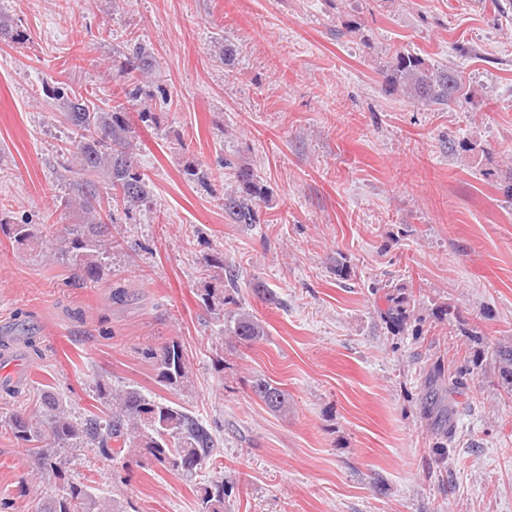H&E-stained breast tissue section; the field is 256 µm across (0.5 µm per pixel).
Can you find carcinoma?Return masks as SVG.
I'll return each mask as SVG.
<instances>
[{"instance_id": "1", "label": "carcinoma", "mask_w": 512, "mask_h": 512, "mask_svg": "<svg viewBox=\"0 0 512 512\" xmlns=\"http://www.w3.org/2000/svg\"><path fill=\"white\" fill-rule=\"evenodd\" d=\"M121 55L122 83L108 110L96 107L81 92H56L63 100L67 121L79 135L76 163L83 179L78 184L77 196L66 205L82 209L83 223L66 225L60 235L52 224H12L0 217V232L17 246L41 253L49 244L55 258L90 281L103 275L112 249L119 246L102 218L103 205L128 212L147 206L152 199L148 182L134 157L132 123V116L146 123L152 119V113L133 114L129 106L140 98L145 78L153 69L154 56L150 47L137 38L126 42ZM382 75L388 93L412 102L448 106L466 98L463 81L455 70L401 50L395 51ZM220 168L224 169V177L235 183L234 191L224 195V219L230 224L259 223L258 209L267 193L251 165L224 158ZM214 269L225 276L229 290H237L239 271L224 264V256L205 257V275ZM251 289L266 303L280 304L277 294L264 281L254 279ZM385 318L391 329L399 333L405 329L409 315L400 301L393 300ZM227 331L247 343L266 336L262 322L243 307L231 312ZM148 356L153 359L161 385L173 389L189 385L188 366L179 343L173 341L159 350H151ZM251 390L272 411L288 413V393L278 384L256 377ZM98 399L103 411L73 418L46 391L43 413L33 418L22 412L9 416L8 425L15 438L36 450L42 470L63 481L62 494L42 503L38 512H113L92 486L66 481L63 449L97 448L107 461L120 458L126 450H139L165 469L189 476L207 465L219 469L212 426L182 406L151 399L135 387L114 391L104 383L99 384ZM198 493V512H224V475L199 487Z\"/></svg>"}]
</instances>
